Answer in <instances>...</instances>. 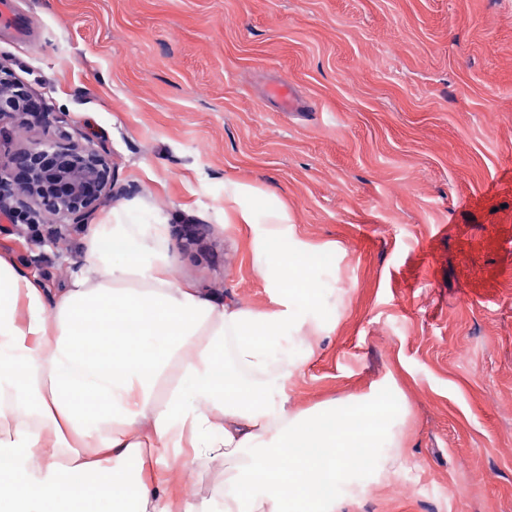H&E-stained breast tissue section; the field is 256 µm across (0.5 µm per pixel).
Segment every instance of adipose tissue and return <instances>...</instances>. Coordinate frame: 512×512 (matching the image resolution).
<instances>
[{"instance_id":"adipose-tissue-1","label":"adipose tissue","mask_w":512,"mask_h":512,"mask_svg":"<svg viewBox=\"0 0 512 512\" xmlns=\"http://www.w3.org/2000/svg\"><path fill=\"white\" fill-rule=\"evenodd\" d=\"M170 220L123 198L87 226L55 296L0 255V512H336L359 467L391 480L406 448L391 399L285 407L303 365L288 346L322 332L306 310L324 256L287 203L224 182V221L248 229L268 309L178 283ZM177 458L224 462L221 508L179 494Z\"/></svg>"}]
</instances>
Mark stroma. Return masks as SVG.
I'll return each mask as SVG.
<instances>
[{
	"label": "stroma",
	"mask_w": 512,
	"mask_h": 512,
	"mask_svg": "<svg viewBox=\"0 0 512 512\" xmlns=\"http://www.w3.org/2000/svg\"><path fill=\"white\" fill-rule=\"evenodd\" d=\"M14 3L26 34L0 25V68L50 113L0 124V166L68 132L112 167L98 210L127 187L188 208L168 226L177 280L253 308L271 295L224 222L225 178L335 244L286 407L374 386L410 409L397 474L357 473L337 512H512V0ZM84 231L0 217V254L55 294ZM223 484L216 461L180 489Z\"/></svg>",
	"instance_id": "obj_1"
}]
</instances>
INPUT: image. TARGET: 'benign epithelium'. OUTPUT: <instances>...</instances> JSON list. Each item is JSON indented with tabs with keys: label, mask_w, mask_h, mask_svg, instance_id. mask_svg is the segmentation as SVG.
Returning <instances> with one entry per match:
<instances>
[{
	"label": "benign epithelium",
	"mask_w": 512,
	"mask_h": 512,
	"mask_svg": "<svg viewBox=\"0 0 512 512\" xmlns=\"http://www.w3.org/2000/svg\"><path fill=\"white\" fill-rule=\"evenodd\" d=\"M5 100L19 112L47 113L46 105L27 101L18 83L0 76V121L7 115ZM111 184L112 171L104 156L77 143H34L14 154L0 171V192L6 190L15 198L16 209L24 212L35 203L70 224L83 223Z\"/></svg>",
	"instance_id": "obj_1"
}]
</instances>
